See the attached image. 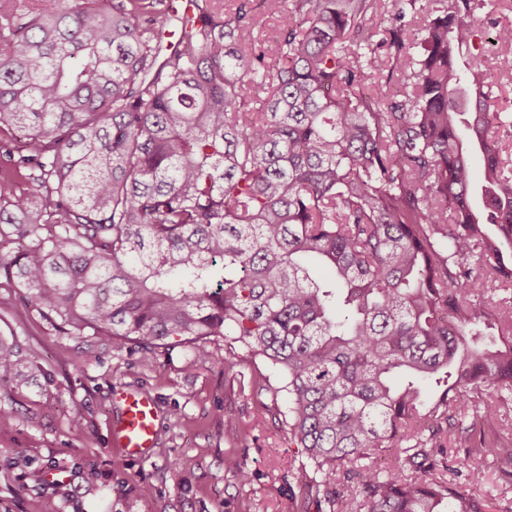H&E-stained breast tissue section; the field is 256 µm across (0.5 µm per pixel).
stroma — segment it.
Masks as SVG:
<instances>
[{"label": "stroma", "instance_id": "stroma-1", "mask_svg": "<svg viewBox=\"0 0 512 512\" xmlns=\"http://www.w3.org/2000/svg\"><path fill=\"white\" fill-rule=\"evenodd\" d=\"M418 54H382L393 77L372 83L384 102L404 101ZM0 336L36 351L41 364L29 386L0 382V402L14 409L0 423V512H302L288 393L266 359L245 353L225 370L217 337L207 363L174 345L146 364L133 345L59 334L29 311L18 288H0ZM119 387L158 403L157 443L142 462L109 441ZM76 419L84 426L78 437ZM232 452L246 463L248 483L226 470Z\"/></svg>", "mask_w": 512, "mask_h": 512}]
</instances>
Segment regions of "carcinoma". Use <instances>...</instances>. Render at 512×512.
<instances>
[{
	"mask_svg": "<svg viewBox=\"0 0 512 512\" xmlns=\"http://www.w3.org/2000/svg\"><path fill=\"white\" fill-rule=\"evenodd\" d=\"M219 2L0 0V130L28 132L0 141V288L146 364L172 343L206 362L212 336L229 368L267 359L325 512H488L471 459L512 482V448L448 452L512 400V117L472 0L419 30L401 0H289L268 42L255 0ZM379 29L420 48L399 105L367 83ZM34 368L0 337L1 381ZM487 65L495 72L496 79L492 89L491 109L494 112H505L512 114V72L499 73L497 71L498 60L502 56L509 54L510 49L507 46L489 47ZM498 56V57H497Z\"/></svg>",
	"mask_w": 512,
	"mask_h": 512,
	"instance_id": "obj_1",
	"label": "carcinoma"
}]
</instances>
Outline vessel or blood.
I'll return each instance as SVG.
<instances>
[{
  "label": "vessel or blood",
  "instance_id": "vessel-or-blood-1",
  "mask_svg": "<svg viewBox=\"0 0 512 512\" xmlns=\"http://www.w3.org/2000/svg\"><path fill=\"white\" fill-rule=\"evenodd\" d=\"M113 399L118 409L110 442L131 461L149 457L157 440L160 415L154 398L144 391L117 389Z\"/></svg>",
  "mask_w": 512,
  "mask_h": 512
}]
</instances>
